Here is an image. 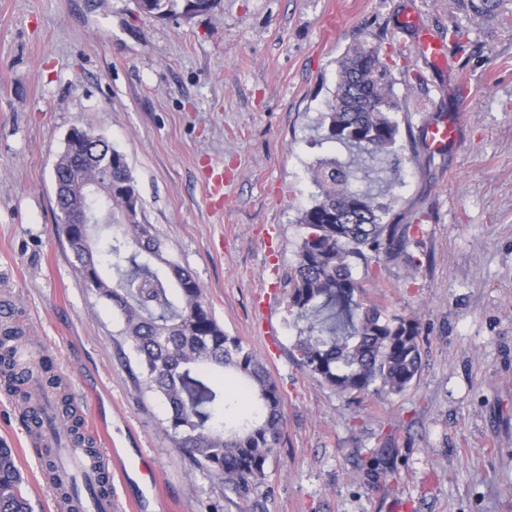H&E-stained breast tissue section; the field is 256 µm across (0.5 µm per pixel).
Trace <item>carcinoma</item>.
I'll return each instance as SVG.
<instances>
[{
	"label": "carcinoma",
	"instance_id": "cac0c4a2",
	"mask_svg": "<svg viewBox=\"0 0 512 512\" xmlns=\"http://www.w3.org/2000/svg\"><path fill=\"white\" fill-rule=\"evenodd\" d=\"M153 17H190L212 10L218 0H136ZM392 68L377 48L360 45L339 62L336 91L322 125L326 138L365 150L400 176L393 162L400 136V111ZM317 193L299 223L309 232L299 244L288 274L290 307L307 319L306 334L293 344L297 366L341 393L390 395L409 388L423 366L416 319L385 314L355 299L363 291L358 265L381 271V257L407 251L409 225L373 194L353 185L348 165L326 157L311 168ZM112 185L137 189L126 157L112 149ZM361 205L356 219L336 220V210ZM149 224H114L107 250L111 275H100L97 293L112 302L123 320L121 335L136 354L142 395L162 398L170 408L165 431L191 465L224 482V490L245 495L267 478L266 465L283 430L282 393L262 358L217 323L198 280L168 260ZM20 339L0 331V372L15 368L7 347ZM242 379L256 398L254 410L233 423L221 422L224 374ZM56 419L78 421L68 396L59 392ZM47 475L60 500L78 495L48 464ZM0 512H30L12 449L0 448Z\"/></svg>",
	"mask_w": 512,
	"mask_h": 512
}]
</instances>
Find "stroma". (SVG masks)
Wrapping results in <instances>:
<instances>
[{
    "label": "stroma",
    "mask_w": 512,
    "mask_h": 512,
    "mask_svg": "<svg viewBox=\"0 0 512 512\" xmlns=\"http://www.w3.org/2000/svg\"><path fill=\"white\" fill-rule=\"evenodd\" d=\"M412 11L465 52L445 66L414 53ZM395 71L404 128L399 183L368 154L325 140L322 112L339 61L361 42ZM461 114L451 152L430 125ZM122 152L141 223L200 282L212 314L265 360L285 428L263 485L245 496L195 469L164 430L168 406L139 394L120 315L87 288L57 222L54 164L71 128ZM333 156L405 220L427 260H383L364 299L414 315L420 377L379 399L306 376L292 346L306 322L283 279L307 229L310 169ZM224 169V202L206 181ZM29 339L78 419L96 408L115 447L157 467L115 480L142 512H512V0L478 16L456 0H219L192 17L143 15L135 0H0V321ZM0 444L11 448L32 512H58L14 390L0 383ZM385 463L373 467L372 458Z\"/></svg>",
    "instance_id": "1"
}]
</instances>
